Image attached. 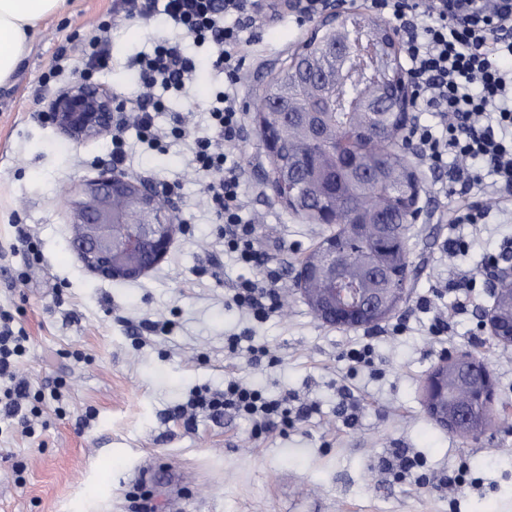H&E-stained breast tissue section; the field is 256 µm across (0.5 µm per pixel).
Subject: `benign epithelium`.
Masks as SVG:
<instances>
[{
  "instance_id": "obj_1",
  "label": "benign epithelium",
  "mask_w": 512,
  "mask_h": 512,
  "mask_svg": "<svg viewBox=\"0 0 512 512\" xmlns=\"http://www.w3.org/2000/svg\"><path fill=\"white\" fill-rule=\"evenodd\" d=\"M349 12L330 6L321 23L332 27L324 56L333 61L326 66L310 65L315 81L328 89L337 88L341 71L352 49V33L347 26ZM448 19L482 26L492 32L509 34L512 29V0H448ZM390 36L386 57L393 76L373 87L362 99L359 109L394 112L397 123L406 129L411 123L414 99L409 72L401 65L397 35L390 22L374 17ZM120 100L112 90L87 80L76 81L44 102L46 121L75 143L99 138L112 131ZM290 112L255 111L258 130L270 158L279 157V131L288 126ZM279 199L292 209H306V200L291 190L292 179L277 176L272 180ZM69 212L72 233L71 249L83 264L104 279L129 281L142 277L168 252L180 230L168 208L163 193L154 185L136 181L117 170H106L98 177L82 182L64 200ZM419 209L418 180L412 177L405 194L390 202L388 208L364 212L358 224H379L383 228L403 229L398 214L416 217ZM138 214L132 222L128 213ZM343 243L332 234L307 254L299 264L295 281L297 291L322 322L344 328H361L366 321L389 319L408 299L404 288H371L354 305L338 298L336 283L342 279L338 257ZM494 283L493 303L484 310L485 327L496 342L512 346V316L502 315L501 302L512 301V261L496 265L490 273ZM477 383L474 407L488 414L495 404V381L485 361L475 355L462 354L437 364L424 382L425 411L439 426L460 435H473V410L448 405V371Z\"/></svg>"
}]
</instances>
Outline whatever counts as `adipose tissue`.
I'll return each instance as SVG.
<instances>
[{"instance_id": "ef3b65f1", "label": "adipose tissue", "mask_w": 512, "mask_h": 512, "mask_svg": "<svg viewBox=\"0 0 512 512\" xmlns=\"http://www.w3.org/2000/svg\"><path fill=\"white\" fill-rule=\"evenodd\" d=\"M66 0H0V85L10 82L41 21L57 13Z\"/></svg>"}]
</instances>
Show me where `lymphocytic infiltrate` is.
Returning <instances> with one entry per match:
<instances>
[{"label": "lymphocytic infiltrate", "mask_w": 512, "mask_h": 512, "mask_svg": "<svg viewBox=\"0 0 512 512\" xmlns=\"http://www.w3.org/2000/svg\"><path fill=\"white\" fill-rule=\"evenodd\" d=\"M248 0H123L129 16L151 19L163 10L174 26L196 42L208 43L224 67V87L209 109L210 132L194 138L191 165L202 179V190L218 223L222 225L225 253L248 267L264 263L253 224L244 221L242 175L228 161L224 144L243 139L245 124L237 100L238 72L241 65L242 27L228 23L231 15H242ZM374 8L386 12L403 34V49L414 83L415 100L424 111L436 114L437 125L414 127L412 137L428 165L446 167L455 158L457 167L448 169V182L465 190H477L490 198L512 190V69L499 65L503 56L512 57V42H502L484 28L452 22L445 0H371ZM425 16L427 23L417 27L415 20ZM131 66L139 76L141 95L132 108V119L142 141L157 144L164 135L192 136L183 121H175L170 131H160L153 115L163 103L155 88L186 89L196 62L185 55L179 44L166 42L151 52L134 57ZM278 277L243 280L232 297L237 307L255 320L265 321L280 307ZM27 340L14 327L9 312L0 310V415L16 421L23 433H31V418L37 415L42 394L32 393L18 378L16 365L25 354ZM190 409H209L245 414L253 420L254 434L291 424L313 409L305 403L292 408L287 398L271 399L243 380L230 379L223 393L197 394ZM386 470L413 475L422 488L439 486L458 495L472 485L463 474L435 477L427 472L413 473V463L404 450L386 460Z\"/></svg>", "instance_id": "f902f5d3"}]
</instances>
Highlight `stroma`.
Returning a JSON list of instances; mask_svg holds the SVG:
<instances>
[{
    "instance_id": "35a3bbf8",
    "label": "stroma",
    "mask_w": 512,
    "mask_h": 512,
    "mask_svg": "<svg viewBox=\"0 0 512 512\" xmlns=\"http://www.w3.org/2000/svg\"><path fill=\"white\" fill-rule=\"evenodd\" d=\"M320 12L262 11L243 32L238 99L246 137L229 157L243 171L246 215L256 222L265 264L250 268L224 252L222 229L190 168L191 143L169 138L157 148L126 129L120 171L159 189L178 184L172 202L181 226L166 258L141 279L109 281L86 269L68 246L63 198L80 181L112 164L110 137L75 144L40 116L44 99L69 85L64 73L45 81L55 53L112 22L110 63L102 86L135 102L140 94L130 60L176 35L165 15L125 16L120 0H68L43 21L13 83L0 87V308L27 337L17 369L44 393L34 435L0 420V512H512V416L478 439L437 426L423 406V383L442 358L470 352L485 358L496 401L512 408V353L498 349L481 326L491 305L489 254L512 259V206L492 208L478 224H454L459 194L448 174L419 155L411 160L427 194V218L412 226L416 279L407 303L375 327L345 330L319 321L298 293L277 313L253 323L232 296L239 281L275 271L292 280L302 254L329 233L305 223L274 195L271 160L254 123V104L280 64L312 34ZM199 66L187 93L163 95L156 124L183 117L209 130L207 105L221 89L209 46L186 38ZM34 235L41 259L27 263L23 235ZM467 253L449 258L451 240ZM28 271L27 284L17 275ZM468 291H459L461 283ZM464 302L443 336L430 332L437 310ZM169 320L165 335L149 324ZM405 323L395 333L396 323ZM250 331L274 363L230 353L228 337ZM374 348L371 365L349 369L346 351ZM238 377L269 395L316 408L288 431L256 437L248 417L197 410L179 417L194 392L223 391ZM358 404L354 424L337 409L343 393ZM421 456L445 474L467 465L479 486L456 502L446 492L397 480L381 460L393 449Z\"/></svg>"
}]
</instances>
